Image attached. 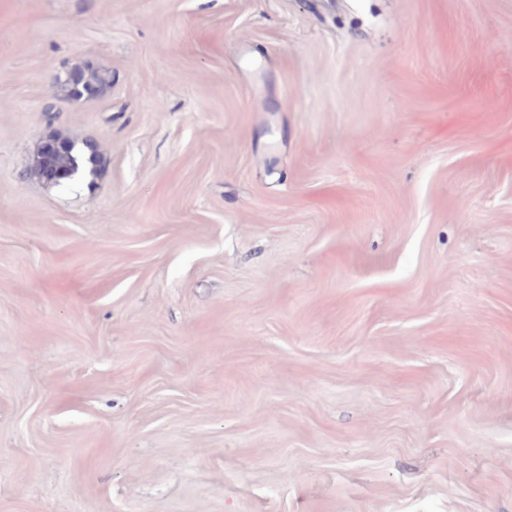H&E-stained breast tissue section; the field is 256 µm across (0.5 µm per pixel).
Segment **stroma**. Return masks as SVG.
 Masks as SVG:
<instances>
[{"instance_id":"1","label":"stroma","mask_w":512,"mask_h":512,"mask_svg":"<svg viewBox=\"0 0 512 512\" xmlns=\"http://www.w3.org/2000/svg\"><path fill=\"white\" fill-rule=\"evenodd\" d=\"M0 512H512V0H0ZM107 84L108 79L103 73L87 66L86 68L73 70L61 88L66 93V96L80 99L89 90L97 89ZM49 136L63 141L67 144V148L63 151H60L53 157V165L54 167L63 173L69 174L70 177L61 182L67 183L71 181H75L76 177L80 174V172H85L88 164L92 166L90 172L93 174L96 169L100 159L99 154L96 149L91 146L92 156L89 159H85L83 150L79 149L76 146V143L66 137H63L60 134L52 133ZM60 182V183H61Z\"/></svg>"}]
</instances>
